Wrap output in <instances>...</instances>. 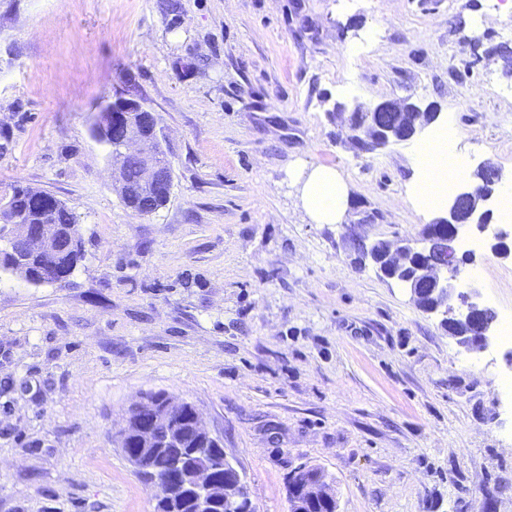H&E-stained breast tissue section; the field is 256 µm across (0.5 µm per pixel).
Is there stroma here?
<instances>
[{
  "mask_svg": "<svg viewBox=\"0 0 512 512\" xmlns=\"http://www.w3.org/2000/svg\"><path fill=\"white\" fill-rule=\"evenodd\" d=\"M120 96L173 167L144 217L93 131ZM406 98L450 117L463 185L512 182V0H0V192L54 194L84 245L63 287L0 271V512H153L114 440L152 391L195 405L257 512H289L301 464L338 512H512V347L466 351L343 239L437 215L415 141L358 153L333 110ZM317 166L347 187L332 224L303 205ZM466 272L512 311L511 260Z\"/></svg>",
  "mask_w": 512,
  "mask_h": 512,
  "instance_id": "stroma-1",
  "label": "stroma"
}]
</instances>
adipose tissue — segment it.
I'll return each instance as SVG.
<instances>
[{"label": "adipose tissue", "mask_w": 512, "mask_h": 512, "mask_svg": "<svg viewBox=\"0 0 512 512\" xmlns=\"http://www.w3.org/2000/svg\"><path fill=\"white\" fill-rule=\"evenodd\" d=\"M417 188L421 199L438 203L448 187L464 176L463 162L448 140L429 138L418 144L415 155ZM302 197L313 219L320 224L335 223L347 205V191L335 169L313 168L306 176Z\"/></svg>", "instance_id": "ef3b65f1"}]
</instances>
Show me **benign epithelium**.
<instances>
[{
	"mask_svg": "<svg viewBox=\"0 0 512 512\" xmlns=\"http://www.w3.org/2000/svg\"><path fill=\"white\" fill-rule=\"evenodd\" d=\"M406 109L397 101H382L365 110L364 125L352 137L361 152L385 148L411 139L416 129L403 120ZM123 119L122 136L111 146L110 161L114 184L125 195L124 205L138 216L149 209L145 199L150 193L169 196L173 183L170 161L161 148L157 134V118L134 98H120L103 105L96 115L94 129L103 141L116 118ZM135 166L141 171L138 185L125 188L124 171ZM31 205L43 215V223L32 224L25 215L6 211L11 236L0 249V263L30 284L34 277L47 278L42 264L59 261L62 239L50 227L49 220L61 200L55 195L30 190ZM492 195H478L469 187L448 202V210L426 225L421 239L412 241L376 240L358 242L362 259L378 272L407 288L417 305L425 312L441 316L440 325L454 334L459 344L470 352H484L495 340V317L473 289L463 291L457 282L466 262L456 249V240L466 228L486 232L491 211L486 203ZM491 252L501 259H512L509 233L501 230L489 240ZM135 472L157 489L156 503L172 508L188 498L193 512H212L222 500L229 512H257L241 472L224 455L220 440L212 434L195 406L167 394L147 393L128 410L124 425L116 435ZM168 459L169 470L159 472L150 466L156 457ZM231 473L224 484L216 482V473ZM294 496L311 498L328 490H320L318 478L299 465L290 475Z\"/></svg>",
	"mask_w": 512,
	"mask_h": 512,
	"instance_id": "7a95c632",
	"label": "benign epithelium"
}]
</instances>
